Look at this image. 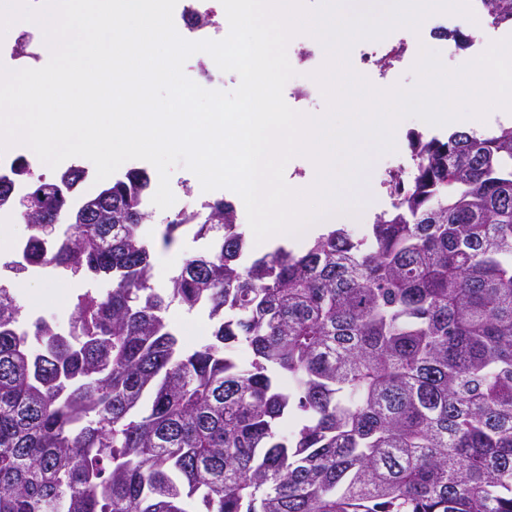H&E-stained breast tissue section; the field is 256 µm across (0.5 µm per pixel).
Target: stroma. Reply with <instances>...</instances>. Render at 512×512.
<instances>
[{
  "instance_id": "1",
  "label": "stroma",
  "mask_w": 512,
  "mask_h": 512,
  "mask_svg": "<svg viewBox=\"0 0 512 512\" xmlns=\"http://www.w3.org/2000/svg\"><path fill=\"white\" fill-rule=\"evenodd\" d=\"M426 25L431 29L443 26L448 30H457L466 35L467 40L463 43L451 39L435 38L429 40L427 44L429 49L439 53L442 62L450 68L460 67L481 55L487 39L512 36V26L510 25L505 24L496 28L489 26L478 30L464 24L457 16L449 14L434 16L427 20ZM419 46L418 39H411L405 61L392 63L387 68L380 67L375 63L362 65L359 51L355 48L350 51V63L356 72L365 76L376 87L384 89L396 84L410 87L416 81L412 67L418 55ZM417 134L426 139L432 137L444 139L447 138L449 131L445 128L425 126L419 118L408 117L399 125L395 151L370 152L366 181L356 182L347 191V199L352 203L358 202L359 198L366 193L375 197L372 210L365 212L363 220L349 224L348 229L353 237H362L369 224L373 223L376 214L390 209L391 198L386 179L390 171L397 167L411 168V141ZM170 186L176 198V206L180 209H192L200 205L201 202L222 198L233 201L235 207L239 208L243 205L242 199L238 198L237 194L231 190L217 189L205 192L197 189L194 174L183 167L176 168L172 172ZM167 217V212L153 210L151 223L143 227L145 235L154 243V255L168 256L170 261L166 269L157 268L153 271L152 285L160 290L169 288L172 277L178 273L187 257L204 252L209 247L208 240H193L191 233L184 231L177 233L172 245L163 246L162 233ZM21 279L25 282L35 281L45 285L65 284L64 294L53 298L38 296L24 289L15 292L17 299L33 316H41L62 325L68 323L79 294L87 291L96 293L104 288L102 281L74 279L68 272L54 268H42L28 272L22 274ZM166 317L175 327L178 338L184 347L194 349L209 341L208 331L211 329L212 323L205 309L198 307L190 310L175 303L168 309Z\"/></svg>"
}]
</instances>
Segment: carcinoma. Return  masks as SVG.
<instances>
[{"mask_svg":"<svg viewBox=\"0 0 512 512\" xmlns=\"http://www.w3.org/2000/svg\"><path fill=\"white\" fill-rule=\"evenodd\" d=\"M483 9L512 25V0ZM412 161L366 234L301 254L241 263L235 205L207 203L218 250L164 292L142 232L152 174L77 200L87 170L18 161L29 205L0 177V210L31 234L0 272L111 288L78 295L65 328L0 283V512H512V127L419 135ZM174 302L208 310L206 344L182 348Z\"/></svg>","mask_w":512,"mask_h":512,"instance_id":"carcinoma-1","label":"carcinoma"}]
</instances>
